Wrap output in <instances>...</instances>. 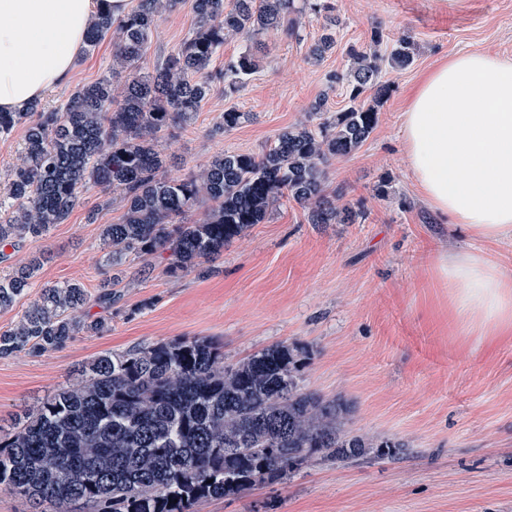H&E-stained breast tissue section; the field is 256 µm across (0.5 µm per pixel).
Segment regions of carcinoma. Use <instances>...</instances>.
Instances as JSON below:
<instances>
[{"instance_id":"carcinoma-1","label":"carcinoma","mask_w":512,"mask_h":512,"mask_svg":"<svg viewBox=\"0 0 512 512\" xmlns=\"http://www.w3.org/2000/svg\"><path fill=\"white\" fill-rule=\"evenodd\" d=\"M187 2L198 27L164 64L142 72L143 49L162 13ZM307 4L234 0L228 9L224 0H138L121 16L97 9L86 44L113 38L112 70L124 73L123 99L114 103L112 80L104 77L54 110L36 101L26 112H0V136L26 126L21 163L0 195V247L16 250L45 236L90 185L119 192L125 203L122 220L102 232L113 269L131 255L164 250L169 273L188 274L265 223L283 198L307 208L312 224L354 222L355 212L339 204L341 190L328 192L326 168L369 139L376 102L390 92L381 80L382 58L370 47H350V68L329 75L347 84V108L326 117L315 103L307 120L259 155L226 152L207 168L173 176L158 148L159 134L189 119L210 91L215 75L207 68L228 35H293ZM327 11L311 48L315 58L336 44L339 18L333 7ZM387 62H412L407 39ZM257 66L250 50L224 66V92L238 90ZM369 92L372 104L365 102ZM205 202L213 203L205 217L188 221ZM39 267L34 258L0 273V309L27 294ZM88 298L76 282L42 287L18 325L0 333V359L59 349L82 330L104 331L106 323L85 310ZM299 372L286 345L232 367L207 338L102 354L85 380L57 391L0 439V486L36 507L83 502L94 512H197L202 503L275 484L316 454L347 462L372 450L393 454L392 443L347 433L344 404L302 390Z\"/></svg>"}]
</instances>
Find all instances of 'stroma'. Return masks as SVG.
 Segmentation results:
<instances>
[{
    "mask_svg": "<svg viewBox=\"0 0 512 512\" xmlns=\"http://www.w3.org/2000/svg\"><path fill=\"white\" fill-rule=\"evenodd\" d=\"M330 3L340 24L322 61L310 59L309 47L324 16L308 11L296 34H263L259 68L247 83L230 94L212 82L193 118L162 134L161 145L174 176L224 152L261 154L315 101L332 114L348 106L345 87L328 76L350 66V46L368 44L377 27L382 53L409 39L412 63L382 72L391 90L370 139L327 167L330 188L359 211L356 223L312 224L301 206L281 200L204 273L171 276L162 252L130 258L122 298L108 308L96 301L113 275L100 234L125 208L119 195L88 188L63 223L12 252L13 267L37 254L44 260L35 288L0 311V332L15 326L38 286L64 281L87 288V311L106 328L78 333L57 350L0 359V432L75 384L83 366L104 353L207 337L232 366L285 344L300 364L302 386L341 400L346 430L398 444L396 455L349 463L316 455L277 484L203 503L198 512H512V335L472 331L438 272L442 255L482 249L512 276V238L484 246L443 221L421 195L402 148L403 113L422 73L469 51L512 59V0ZM196 22L186 4L164 12L140 60L143 71L177 51ZM111 64V40L83 51L43 107L57 108L108 75ZM230 109L246 119L219 131Z\"/></svg>",
    "mask_w": 512,
    "mask_h": 512,
    "instance_id": "obj_1",
    "label": "stroma"
}]
</instances>
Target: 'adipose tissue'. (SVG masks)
<instances>
[{
    "label": "adipose tissue",
    "instance_id": "adipose-tissue-1",
    "mask_svg": "<svg viewBox=\"0 0 512 512\" xmlns=\"http://www.w3.org/2000/svg\"><path fill=\"white\" fill-rule=\"evenodd\" d=\"M128 0H0V110L29 103L70 76L98 6ZM409 167L430 209L473 239L512 236V60L482 51L423 76L403 115ZM460 312L487 336L512 330V278L473 252L441 258Z\"/></svg>",
    "mask_w": 512,
    "mask_h": 512
}]
</instances>
